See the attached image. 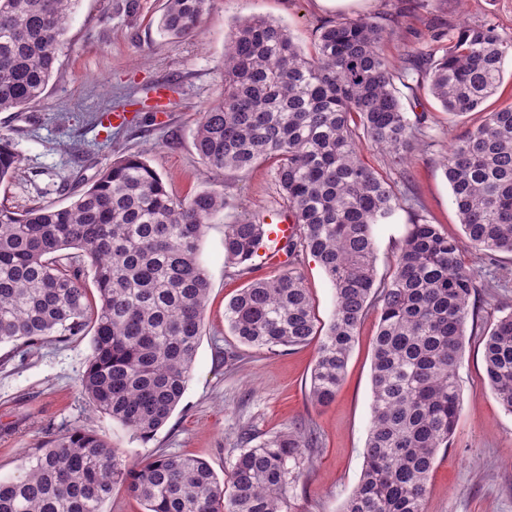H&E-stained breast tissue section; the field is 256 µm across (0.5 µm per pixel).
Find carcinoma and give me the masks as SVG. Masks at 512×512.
I'll use <instances>...</instances> for the list:
<instances>
[{
    "label": "carcinoma",
    "mask_w": 512,
    "mask_h": 512,
    "mask_svg": "<svg viewBox=\"0 0 512 512\" xmlns=\"http://www.w3.org/2000/svg\"><path fill=\"white\" fill-rule=\"evenodd\" d=\"M75 0H0V112L43 98ZM210 0H166L161 30L192 34ZM386 29L371 18L336 19L316 30L306 54L280 23L239 22L224 52V97L210 106L195 145L211 169L245 172L270 160L295 234L288 256L311 254L335 290L309 397L335 396L358 327L379 315L373 342L371 422L359 482L341 512H427L429 475L459 420L457 370L478 283L462 260L470 248L512 254V105L448 147L444 174L463 230L410 225L394 268L377 279L374 226L402 207L395 184L361 158L364 148L404 166L424 145L401 88L425 77L445 112L462 116L494 96L512 40L486 23L456 29L437 58L398 68L381 53ZM0 133V184L21 169ZM224 193L174 196L139 154L117 157L66 207L23 213L0 208V344L36 347L93 330L80 377L103 414L142 438L170 418L190 379L209 295L199 259L205 224L224 211ZM264 224L224 225V254L237 265L257 255ZM90 268L99 305L80 283ZM232 335L275 352L318 335L303 279H256L225 308ZM488 385L512 413V313L484 344ZM313 432L290 427L252 448L219 480L199 458L168 454L131 468L92 430L58 435L0 480V512H102L114 485L146 512H292L291 492Z\"/></svg>",
    "instance_id": "cac0c4a2"
}]
</instances>
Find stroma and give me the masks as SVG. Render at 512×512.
Wrapping results in <instances>:
<instances>
[{"mask_svg":"<svg viewBox=\"0 0 512 512\" xmlns=\"http://www.w3.org/2000/svg\"><path fill=\"white\" fill-rule=\"evenodd\" d=\"M164 4L139 0L130 12L124 0H78L43 99L20 112H0V132L12 137L24 158L16 177L0 185V205L17 212L67 206L115 158L128 153L141 154L176 196L223 191L224 211L209 221L200 243L209 298L190 380L168 421L144 440L97 412L82 393L79 378L91 355V336L67 342L51 337L31 350L0 345V480L17 475L38 443L74 428L94 429L127 462L144 463L162 453L189 455L208 462L223 479L244 448L243 435L257 444L301 425L316 433L318 444L293 491L294 512H341L363 466L378 314L369 311L361 323L344 380L325 407L308 396L316 344L270 354L239 343L224 318L225 307L250 281L275 277L279 270L259 256L247 268L228 261L224 227L265 219L284 203L271 162L235 175L214 171L194 140L203 112L224 94V47L235 21L263 16L280 22L308 50L316 29L337 14L319 9L315 0H211L203 24L172 39L158 30ZM350 16H369L386 27L382 50L400 67L412 54L441 55L449 32L466 23L486 22L512 38V0H375ZM129 95L165 110L140 113L136 123L105 132L100 113ZM510 102L511 55L502 85L483 111L452 117L423 88L404 97L409 118L421 120L423 150L402 173L385 167L382 152L364 154L415 201L414 209H399L390 223L374 228L378 278L391 274L415 216L461 235L441 161L452 140L479 126L487 111ZM463 260L477 271L480 288L458 368L460 418L431 473L427 512H512V414L490 389L483 359L486 333L512 312V255L500 253L490 261L467 252ZM290 267L303 276L320 323H329L335 293L322 268L305 252Z\"/></svg>","mask_w":512,"mask_h":512,"instance_id":"obj_1","label":"stroma"}]
</instances>
